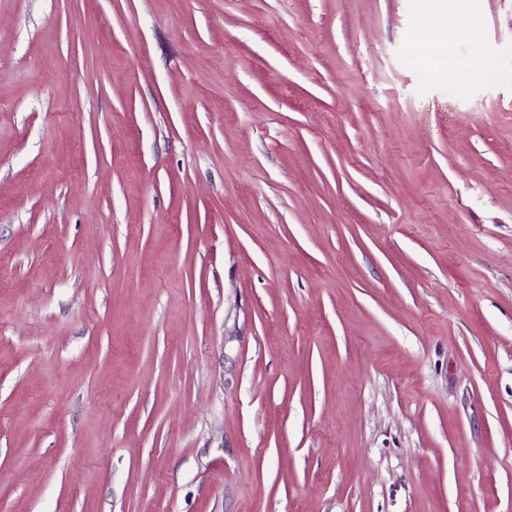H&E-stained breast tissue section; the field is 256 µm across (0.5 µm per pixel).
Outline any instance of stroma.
Listing matches in <instances>:
<instances>
[{
  "label": "stroma",
  "mask_w": 512,
  "mask_h": 512,
  "mask_svg": "<svg viewBox=\"0 0 512 512\" xmlns=\"http://www.w3.org/2000/svg\"><path fill=\"white\" fill-rule=\"evenodd\" d=\"M466 8L429 59L425 0H0V512H512Z\"/></svg>",
  "instance_id": "1"
}]
</instances>
